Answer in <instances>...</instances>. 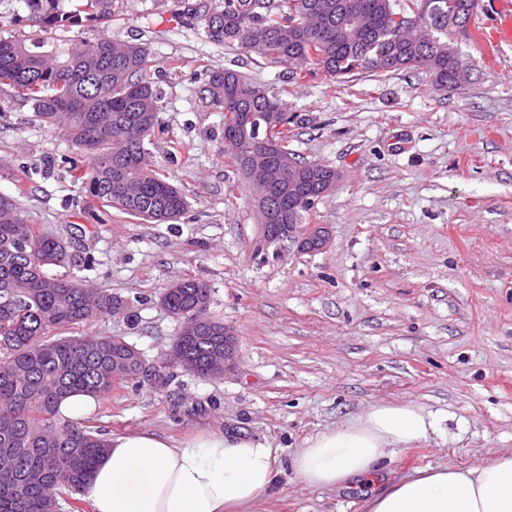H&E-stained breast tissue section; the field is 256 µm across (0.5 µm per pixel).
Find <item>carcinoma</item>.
Listing matches in <instances>:
<instances>
[{"label": "carcinoma", "instance_id": "cac0c4a2", "mask_svg": "<svg viewBox=\"0 0 512 512\" xmlns=\"http://www.w3.org/2000/svg\"><path fill=\"white\" fill-rule=\"evenodd\" d=\"M24 4L30 31L0 36V86L88 152L85 198L145 221L177 220L186 196L157 172L144 147L162 131L159 92L145 77L147 47L107 37L59 46L46 37L85 19L110 20L112 0ZM476 7L477 0H223L219 7L201 2L184 16L203 21L213 41L285 67L294 83L319 72L341 80L411 68L451 88V67L460 56L450 35L467 30ZM202 92L224 112L226 132L243 112L279 113L268 136L275 148L264 149L242 132L236 152L226 147L224 154L234 167L248 155L270 174L295 173L291 183H255L256 192H265L260 223L275 225L281 215L306 223L322 199L319 179H334L336 171L288 149L284 125L294 118L281 99L231 68L212 72ZM143 112L152 114L145 127L138 122ZM68 259L64 241L36 231L0 196V512H57L64 492L72 512H85L78 495L108 440L61 415L60 404L78 393L98 400L119 383L141 380L142 353L123 338L58 335L123 306L84 281L47 272ZM209 296L206 283L190 278L160 296L182 319L167 357L200 378L221 371L224 360V336L204 333L210 325L224 328L205 316Z\"/></svg>", "mask_w": 512, "mask_h": 512}]
</instances>
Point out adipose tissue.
<instances>
[{
    "mask_svg": "<svg viewBox=\"0 0 512 512\" xmlns=\"http://www.w3.org/2000/svg\"><path fill=\"white\" fill-rule=\"evenodd\" d=\"M438 430L415 404L372 406L363 416L305 441L291 460L302 482L343 488L373 478L388 449ZM275 480L269 444L234 432L180 442L149 432L113 438L85 495L93 512H242ZM366 512H512V455L489 464L416 469L365 503Z\"/></svg>",
    "mask_w": 512,
    "mask_h": 512,
    "instance_id": "obj_1",
    "label": "adipose tissue"
}]
</instances>
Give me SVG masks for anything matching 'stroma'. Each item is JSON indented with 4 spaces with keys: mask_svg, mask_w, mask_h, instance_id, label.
Listing matches in <instances>:
<instances>
[{
    "mask_svg": "<svg viewBox=\"0 0 512 512\" xmlns=\"http://www.w3.org/2000/svg\"><path fill=\"white\" fill-rule=\"evenodd\" d=\"M177 10L175 0H112L111 22L52 32L61 44L106 36L148 48L165 132L147 150L186 196L176 221L87 203L71 142L0 87V195L69 242L64 277L124 301L83 332L124 337L160 364L180 328L160 295L192 278L211 290L208 316L236 338L234 372L119 385L83 422L108 438L233 430L268 442L277 479L253 512H364L367 496L415 469L511 454L512 48L487 63L471 35L490 21L476 12L454 37L470 66L458 87L411 69L291 86L284 67L212 41ZM224 67L282 92L297 116L289 149L338 172L313 214L330 231L325 250L256 254L253 191L224 156L223 112L202 94ZM381 403L424 408L441 436L394 449L369 484L299 481L291 459L306 439Z\"/></svg>",
    "mask_w": 512,
    "mask_h": 512,
    "instance_id": "1",
    "label": "stroma"
}]
</instances>
